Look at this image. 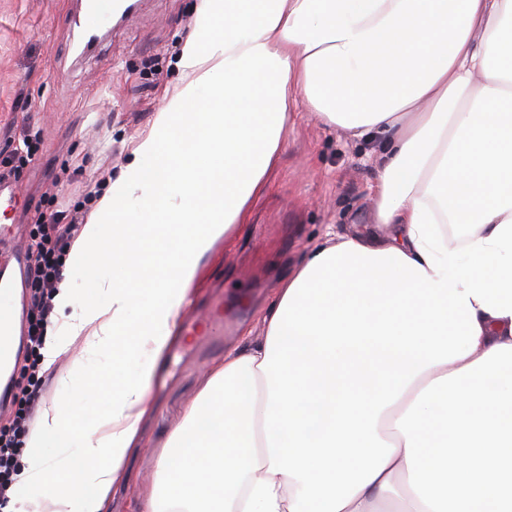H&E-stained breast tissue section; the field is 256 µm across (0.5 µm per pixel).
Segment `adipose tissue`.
<instances>
[{
	"instance_id": "adipose-tissue-1",
	"label": "adipose tissue",
	"mask_w": 512,
	"mask_h": 512,
	"mask_svg": "<svg viewBox=\"0 0 512 512\" xmlns=\"http://www.w3.org/2000/svg\"><path fill=\"white\" fill-rule=\"evenodd\" d=\"M176 65L64 259L42 373L83 346L0 512H108L298 103L382 140L370 220L280 279L142 512H512V0H196Z\"/></svg>"
}]
</instances>
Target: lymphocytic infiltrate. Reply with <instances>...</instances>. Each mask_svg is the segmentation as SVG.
<instances>
[{"label":"lymphocytic infiltrate","instance_id":"f902f5d3","mask_svg":"<svg viewBox=\"0 0 512 512\" xmlns=\"http://www.w3.org/2000/svg\"><path fill=\"white\" fill-rule=\"evenodd\" d=\"M86 212L75 208L66 216L50 213L42 217L34 232L36 258L30 267L26 290L28 307L26 349L28 364L26 381L19 386L11 401L13 417L0 427V504L9 500L13 477L19 469V457L29 421L43 393L44 381L39 374L37 351L45 341L52 297L62 279L63 258L78 237Z\"/></svg>","mask_w":512,"mask_h":512}]
</instances>
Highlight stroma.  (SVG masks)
I'll return each mask as SVG.
<instances>
[{
    "label": "stroma",
    "mask_w": 512,
    "mask_h": 512,
    "mask_svg": "<svg viewBox=\"0 0 512 512\" xmlns=\"http://www.w3.org/2000/svg\"><path fill=\"white\" fill-rule=\"evenodd\" d=\"M192 4L140 0L132 20L113 24L84 55L71 42L64 0H0V161L17 158L24 139L39 140L35 159L12 175L17 211L0 213V228H11L18 246L31 244L48 185L58 194L55 210L66 211L82 201L87 184L107 180L131 159L166 91L181 80L175 62L192 27ZM287 138L266 196L247 228L219 245L196 300L205 311L222 296L224 336L215 346L187 340L172 347L111 512H139L170 431L225 350L259 330L257 313L272 302L277 274L319 243L327 225L346 230L368 220L381 144L351 139L303 111L291 113Z\"/></svg>",
    "instance_id": "1"
}]
</instances>
